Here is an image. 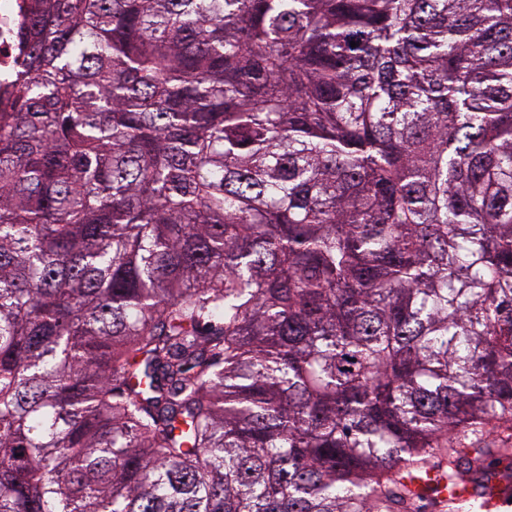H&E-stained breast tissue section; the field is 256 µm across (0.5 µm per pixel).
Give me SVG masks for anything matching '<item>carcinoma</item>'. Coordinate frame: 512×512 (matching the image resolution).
Instances as JSON below:
<instances>
[{
  "mask_svg": "<svg viewBox=\"0 0 512 512\" xmlns=\"http://www.w3.org/2000/svg\"><path fill=\"white\" fill-rule=\"evenodd\" d=\"M16 38L0 512L512 489V0H30Z\"/></svg>",
  "mask_w": 512,
  "mask_h": 512,
  "instance_id": "carcinoma-1",
  "label": "carcinoma"
}]
</instances>
